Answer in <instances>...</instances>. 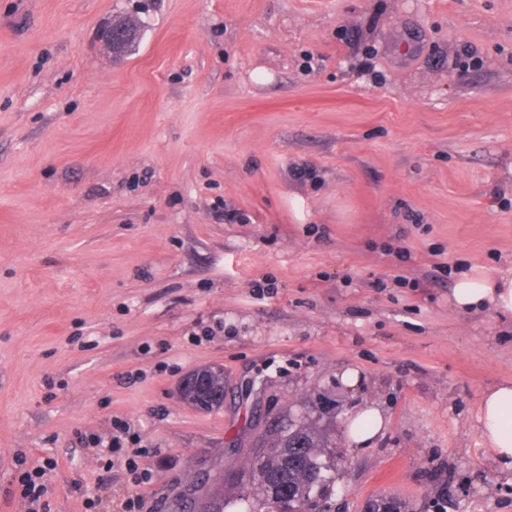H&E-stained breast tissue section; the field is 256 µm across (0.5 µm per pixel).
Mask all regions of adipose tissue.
Masks as SVG:
<instances>
[{"mask_svg": "<svg viewBox=\"0 0 512 512\" xmlns=\"http://www.w3.org/2000/svg\"><path fill=\"white\" fill-rule=\"evenodd\" d=\"M454 308L463 311L494 307L512 314V272L494 277L468 275L451 293ZM480 435L503 469L512 471V381L486 390L479 409Z\"/></svg>", "mask_w": 512, "mask_h": 512, "instance_id": "1", "label": "adipose tissue"}]
</instances>
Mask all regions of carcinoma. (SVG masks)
Listing matches in <instances>:
<instances>
[{"instance_id":"obj_1","label":"carcinoma","mask_w":512,"mask_h":512,"mask_svg":"<svg viewBox=\"0 0 512 512\" xmlns=\"http://www.w3.org/2000/svg\"><path fill=\"white\" fill-rule=\"evenodd\" d=\"M208 391L191 386L184 394L187 404L213 410L223 404L224 374L209 370ZM336 438L327 428L307 417L273 420L257 443L252 456L232 482L250 488L246 498L224 497V476L215 479L195 507V512H317L322 490L329 482L326 472L334 467ZM366 512H419L418 505L392 495H379L366 504Z\"/></svg>"}]
</instances>
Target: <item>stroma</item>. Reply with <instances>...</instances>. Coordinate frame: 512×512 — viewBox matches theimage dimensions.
Listing matches in <instances>:
<instances>
[{
  "label": "stroma",
  "mask_w": 512,
  "mask_h": 512,
  "mask_svg": "<svg viewBox=\"0 0 512 512\" xmlns=\"http://www.w3.org/2000/svg\"><path fill=\"white\" fill-rule=\"evenodd\" d=\"M511 269L512 0H0V512L48 462L46 512H183L289 414L336 422L332 512H512L478 422L512 317L449 302ZM117 420L150 483L85 446ZM209 387L201 392L195 386L187 389L183 400L187 404L202 410H213L223 404L224 374L220 370L209 369ZM386 421L376 407H367L348 421V433L358 446L370 445L382 432ZM426 511H419L417 503L411 504L406 500L392 495H379L370 499L366 504V512H447L448 498L424 497ZM432 509V510H431Z\"/></svg>",
  "instance_id": "35a3bbf8"
}]
</instances>
